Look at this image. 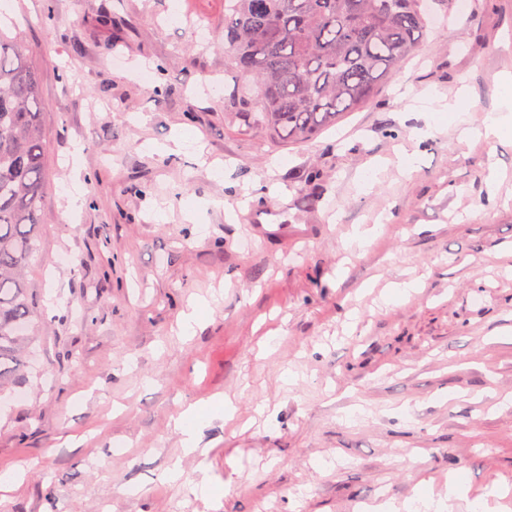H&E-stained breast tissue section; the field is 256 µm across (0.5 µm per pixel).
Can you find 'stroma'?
I'll return each mask as SVG.
<instances>
[{
  "mask_svg": "<svg viewBox=\"0 0 512 512\" xmlns=\"http://www.w3.org/2000/svg\"><path fill=\"white\" fill-rule=\"evenodd\" d=\"M468 2L432 0L372 103L285 145L227 112L224 44L194 36L223 31L224 0H7L39 74L45 176L40 336L0 396L16 474L0 512H354L380 488L398 506L421 481L445 495L457 469L452 512L512 490V135L458 138L500 107L512 0ZM463 85V116L409 109ZM75 172L86 202L66 215ZM219 396L233 417L205 410ZM196 403L204 457L174 427ZM203 478L212 497L189 491Z\"/></svg>",
  "mask_w": 512,
  "mask_h": 512,
  "instance_id": "1",
  "label": "stroma"
}]
</instances>
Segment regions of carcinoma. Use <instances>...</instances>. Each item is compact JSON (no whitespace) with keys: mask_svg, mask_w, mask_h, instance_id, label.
Masks as SVG:
<instances>
[{"mask_svg":"<svg viewBox=\"0 0 512 512\" xmlns=\"http://www.w3.org/2000/svg\"><path fill=\"white\" fill-rule=\"evenodd\" d=\"M428 21L422 0H224V66L244 83L235 112L274 140H310L373 101ZM25 57L0 29V394L36 339L25 271L37 251L44 113Z\"/></svg>","mask_w":512,"mask_h":512,"instance_id":"cac0c4a2","label":"carcinoma"}]
</instances>
